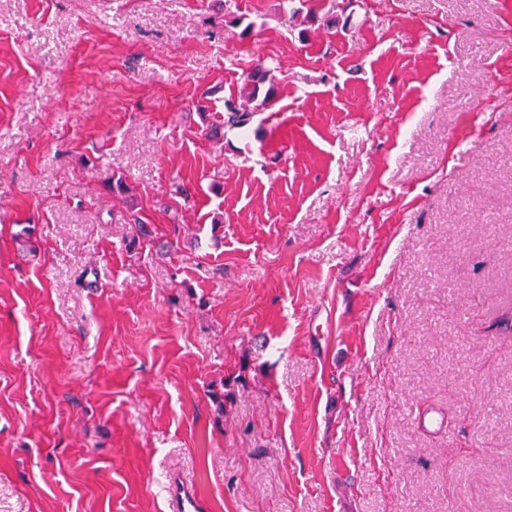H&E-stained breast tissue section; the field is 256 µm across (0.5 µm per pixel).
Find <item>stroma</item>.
Masks as SVG:
<instances>
[{"label":"stroma","instance_id":"obj_1","mask_svg":"<svg viewBox=\"0 0 512 512\" xmlns=\"http://www.w3.org/2000/svg\"><path fill=\"white\" fill-rule=\"evenodd\" d=\"M282 2L0 0V512H512V0ZM268 72H270V69L264 68L260 61L251 71L245 72L243 75L242 98L248 104L255 103L254 110L256 111L267 109L275 103V93L272 86L260 98L261 86L265 83ZM254 111H249L246 105L236 99L224 102V127L230 129H243L249 124ZM169 506L173 512H207L208 500L191 484L173 478L169 486Z\"/></svg>","mask_w":512,"mask_h":512}]
</instances>
